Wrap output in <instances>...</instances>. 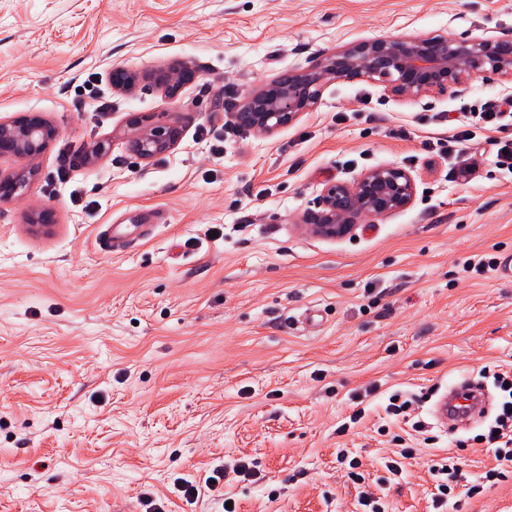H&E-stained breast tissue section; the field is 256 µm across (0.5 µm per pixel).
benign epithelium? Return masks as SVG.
<instances>
[{
  "instance_id": "1",
  "label": "benign epithelium",
  "mask_w": 512,
  "mask_h": 512,
  "mask_svg": "<svg viewBox=\"0 0 512 512\" xmlns=\"http://www.w3.org/2000/svg\"><path fill=\"white\" fill-rule=\"evenodd\" d=\"M512 82V38L457 39L398 34L370 38L321 54L307 71L290 75L248 96L249 112L238 118L246 127L272 133L310 111L320 97L321 83L331 79L368 77L388 84L399 97L415 99L440 94L485 73ZM188 74L173 65L163 75L167 93L179 92ZM57 134L41 118L27 117L0 122V154L23 160L35 159ZM178 140L175 127L152 123L132 139L135 151L150 158L170 150ZM29 170L22 167L0 173V198L21 195ZM412 176L398 166L380 167L363 173L355 182L326 186L317 232L341 237L351 230L352 218L363 212L401 209L413 199Z\"/></svg>"
}]
</instances>
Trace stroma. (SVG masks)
<instances>
[{"instance_id": "obj_1", "label": "stroma", "mask_w": 512, "mask_h": 512, "mask_svg": "<svg viewBox=\"0 0 512 512\" xmlns=\"http://www.w3.org/2000/svg\"><path fill=\"white\" fill-rule=\"evenodd\" d=\"M403 33L510 36L512 0H0V120L58 130L0 201V512H512L488 418L434 415L448 383L512 373V116L448 138L512 83L332 80L273 134L235 119L318 53ZM177 62L195 77L171 97L155 75ZM147 117L181 137L144 159ZM391 165L407 207L311 232L328 183ZM110 224L128 240L108 251Z\"/></svg>"}]
</instances>
